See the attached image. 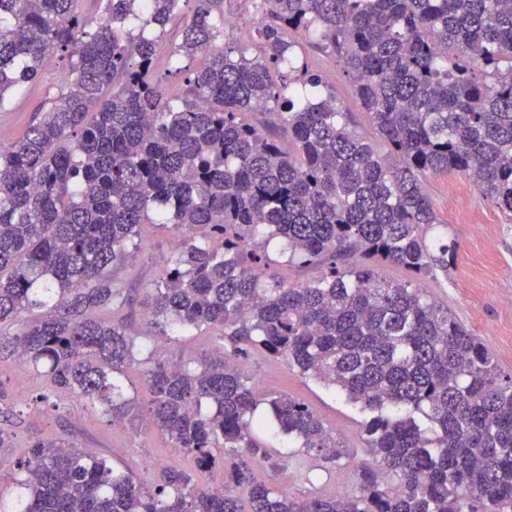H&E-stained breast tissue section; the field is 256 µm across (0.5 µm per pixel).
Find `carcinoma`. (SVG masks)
I'll list each match as a JSON object with an SVG mask.
<instances>
[{
    "mask_svg": "<svg viewBox=\"0 0 512 512\" xmlns=\"http://www.w3.org/2000/svg\"><path fill=\"white\" fill-rule=\"evenodd\" d=\"M77 0H0V109L70 59L67 88L22 139L0 145V354L44 369L33 405L84 397L108 421L141 405L206 476L173 465L153 487L65 438L15 461L11 512H512V377L423 288L455 245L424 179L460 172L512 222V0H248L254 52L224 40V0H102L96 27ZM184 95L162 90L160 39ZM349 77L387 146L349 126L301 39ZM257 113L270 117L265 124ZM142 224L181 236L139 305L157 337L147 357L117 320L112 270ZM317 264L309 283L276 266ZM380 265L403 269L392 281ZM216 330L215 353L171 361L172 335ZM255 349L360 405L364 464L353 493L287 497L256 433L337 462L336 438L305 403L262 394ZM265 405L267 416L256 410Z\"/></svg>",
    "mask_w": 512,
    "mask_h": 512,
    "instance_id": "carcinoma-1",
    "label": "carcinoma"
}]
</instances>
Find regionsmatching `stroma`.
I'll list each match as a JSON object with an SVG mask.
<instances>
[{"mask_svg": "<svg viewBox=\"0 0 512 512\" xmlns=\"http://www.w3.org/2000/svg\"><path fill=\"white\" fill-rule=\"evenodd\" d=\"M311 65L322 67L336 98L347 111L356 130L372 135L368 116L351 92L350 82L340 68L324 63L320 52L307 50ZM67 62L54 55L47 59L40 79L18 89L0 109V144L16 142L36 123L48 100L64 88ZM456 185L465 194L457 208L448 206V188ZM425 190L432 199L439 221L447 227L456 252L447 268L435 269L421 282L433 296L455 314L490 350L502 375H512V224L460 173L428 177ZM140 249L134 258L114 269L113 281L123 288L129 301L115 311L136 339L147 348L154 334L144 320L138 304L143 288L167 266L180 240L173 233L152 224L140 227ZM246 370L261 391L285 392L309 405L335 436L346 457L342 463L324 462L311 473L294 466L262 471L261 476L291 497L310 492H333L355 487V468L368 462L363 450L357 409L337 392L318 381L301 377L288 363L270 364L253 355ZM44 387L43 376L16 363L0 360V410L10 412V427L19 444L63 436L81 449L98 454L119 468L132 471L137 480L149 485L160 471L173 464L194 469L190 457L171 447L168 439L155 430L147 417L135 425L109 423L85 400L66 397L60 410L29 407L32 396Z\"/></svg>", "mask_w": 512, "mask_h": 512, "instance_id": "35a3bbf8", "label": "stroma"}]
</instances>
